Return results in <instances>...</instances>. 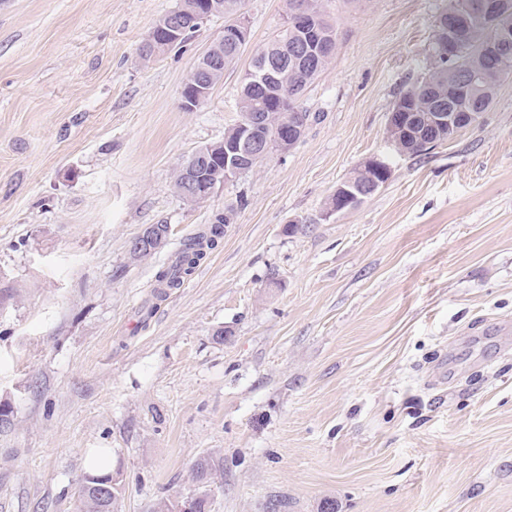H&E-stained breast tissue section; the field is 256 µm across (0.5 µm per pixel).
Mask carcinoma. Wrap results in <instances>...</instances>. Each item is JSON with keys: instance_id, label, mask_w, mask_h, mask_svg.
I'll list each match as a JSON object with an SVG mask.
<instances>
[{"instance_id": "1", "label": "carcinoma", "mask_w": 512, "mask_h": 512, "mask_svg": "<svg viewBox=\"0 0 512 512\" xmlns=\"http://www.w3.org/2000/svg\"><path fill=\"white\" fill-rule=\"evenodd\" d=\"M479 0H448V6L439 14L436 29L448 27V21L461 10L468 17L466 26L456 29L451 58H435L425 67L422 76L402 91L393 108L415 112L418 134L410 137L407 147L412 155L430 150L429 127L424 117L448 111V87L467 76L472 94L457 104L461 112L484 113L490 108L502 83L512 77V48L493 49L487 40V19L478 7ZM304 9L308 20L304 24L288 21L275 38L260 48L254 58L265 61L272 79L266 91L254 89V84L241 82L239 111L266 112L270 124L278 125L292 105L301 101L308 85L331 63L337 46L336 22L324 10L321 0H288V11ZM240 52L226 45L222 59L208 62L211 84L216 86L224 78V70L235 64ZM234 208L228 206L214 215L213 222L195 237L188 239L174 259L157 274L160 296L183 285L193 275L208 252L215 249L224 237V227L233 221ZM224 475L223 462L212 457H201L192 467V480L204 487ZM107 487L109 491L102 492ZM78 512H114L116 488L112 475L87 473L78 483Z\"/></svg>"}]
</instances>
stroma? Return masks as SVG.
Listing matches in <instances>:
<instances>
[{"mask_svg": "<svg viewBox=\"0 0 512 512\" xmlns=\"http://www.w3.org/2000/svg\"><path fill=\"white\" fill-rule=\"evenodd\" d=\"M448 0H323L338 27L290 152L190 203L172 188L240 118L241 77L288 0H244L250 41L195 111L181 92L213 17L149 61L178 0H0V512H74L93 448L115 512L197 492L211 512H512V80L419 156L387 142ZM388 182L327 215L370 157ZM232 205L183 286L184 238ZM149 224L170 227L132 260ZM233 216V206L226 207L224 212L214 215L211 224L182 245L183 248L178 251L174 259L157 274V288L160 290L161 297L166 296L173 289L180 288L185 280L195 273L208 252L215 249L223 239L224 227L232 223ZM224 475L223 462L214 459L213 457H201L196 460L192 467V480L197 485L208 487L215 483L218 478Z\"/></svg>", "mask_w": 512, "mask_h": 512, "instance_id": "obj_1", "label": "stroma"}]
</instances>
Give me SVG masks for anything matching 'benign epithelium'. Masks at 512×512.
Segmentation results:
<instances>
[{
  "instance_id": "7a95c632",
  "label": "benign epithelium",
  "mask_w": 512,
  "mask_h": 512,
  "mask_svg": "<svg viewBox=\"0 0 512 512\" xmlns=\"http://www.w3.org/2000/svg\"><path fill=\"white\" fill-rule=\"evenodd\" d=\"M191 9L203 18H209L222 11V6L216 0H201L191 3ZM165 35L159 36L151 32L147 40L142 44L143 51L151 56L166 52L167 48L183 37V29L180 19L171 15L163 27ZM211 88L203 76H194L185 82L182 90V106L188 110H195L210 96ZM476 117L474 112H450L441 113L431 119L433 126V144L438 145L444 136V128H455L462 131L472 125V119ZM410 117L406 112H391L388 117L387 139L395 152H402V143L408 140L410 134ZM238 135L236 139L223 147L224 153L216 154L219 145H209L194 152L190 161L185 163V177L187 184L191 185L208 175L210 188L208 195L213 194L216 187L231 181L252 168L256 158L264 154L269 148L280 154L290 152L302 139L306 130V123L302 112L295 109L288 113V118L278 127L269 129L267 114L264 112H242L237 122ZM363 167L372 173V181L362 189L355 187L336 189L334 198L336 206L330 213H339L346 209L359 206L364 197L376 193L383 187L391 176V168L386 160L381 157H371L363 163ZM164 232L155 225L145 227L137 236L134 244L142 247L149 241L160 247L164 243Z\"/></svg>"
}]
</instances>
